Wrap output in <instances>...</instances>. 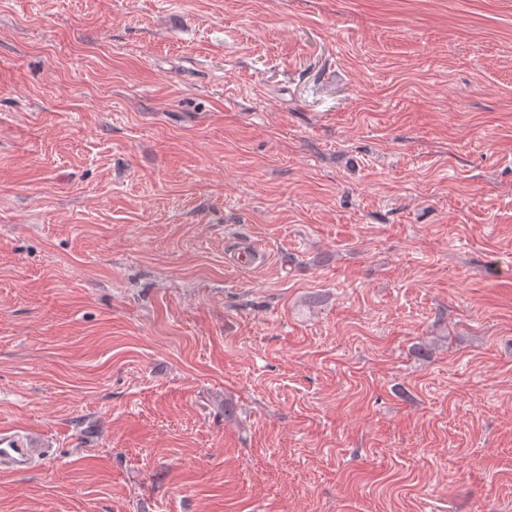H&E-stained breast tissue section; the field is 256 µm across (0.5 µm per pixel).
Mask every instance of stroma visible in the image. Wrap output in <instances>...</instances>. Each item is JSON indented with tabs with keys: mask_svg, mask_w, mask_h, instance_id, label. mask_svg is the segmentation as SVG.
<instances>
[{
	"mask_svg": "<svg viewBox=\"0 0 512 512\" xmlns=\"http://www.w3.org/2000/svg\"><path fill=\"white\" fill-rule=\"evenodd\" d=\"M1 427L0 512H512V0H0ZM51 448L36 430L0 429V465L24 472L44 461Z\"/></svg>",
	"mask_w": 512,
	"mask_h": 512,
	"instance_id": "35a3bbf8",
	"label": "stroma"
}]
</instances>
